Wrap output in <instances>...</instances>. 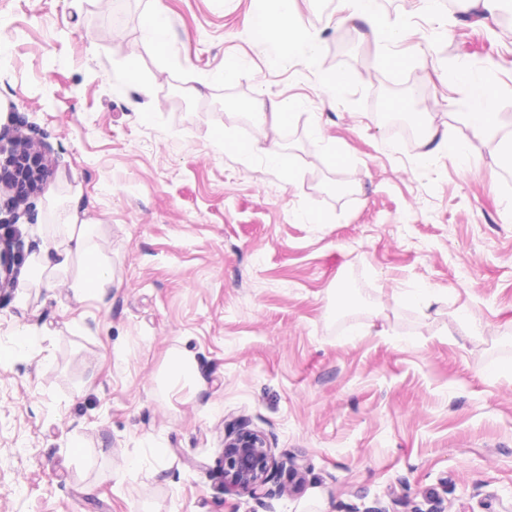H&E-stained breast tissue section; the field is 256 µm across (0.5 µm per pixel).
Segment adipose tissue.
<instances>
[{
  "label": "adipose tissue",
  "instance_id": "ef3b65f1",
  "mask_svg": "<svg viewBox=\"0 0 512 512\" xmlns=\"http://www.w3.org/2000/svg\"><path fill=\"white\" fill-rule=\"evenodd\" d=\"M253 39L273 44L283 60H291L301 49L309 47L307 23L295 8V0H262L250 20ZM478 99L476 111L464 113L463 125L473 138H486L499 133L496 119V97L482 83L472 87ZM293 102L274 103L271 111L255 108L250 112L254 122L268 128L264 138L240 145V153L263 156L274 168L285 167L287 157L278 134L293 119ZM66 245L56 248L54 255H43L33 263L39 283L53 287L62 275L72 274V287L81 296L99 299L112 285L107 267L93 246L94 226L81 219L77 209L63 217Z\"/></svg>",
  "mask_w": 512,
  "mask_h": 512
}]
</instances>
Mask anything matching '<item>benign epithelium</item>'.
Returning <instances> with one entry per match:
<instances>
[{
	"instance_id": "benign-epithelium-1",
	"label": "benign epithelium",
	"mask_w": 512,
	"mask_h": 512,
	"mask_svg": "<svg viewBox=\"0 0 512 512\" xmlns=\"http://www.w3.org/2000/svg\"><path fill=\"white\" fill-rule=\"evenodd\" d=\"M39 155L21 138L0 144V192L8 198L0 203V212H12L15 206L36 191V185L27 182L31 156ZM25 257L24 246L17 236L0 240V288H11L15 283L17 266ZM288 469L293 486L303 481L302 467L293 458L283 460L276 456L264 435L256 430L234 427L224 433L222 472L224 493L247 494L256 499L271 494L268 484L276 472Z\"/></svg>"
}]
</instances>
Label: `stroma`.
<instances>
[{
    "mask_svg": "<svg viewBox=\"0 0 512 512\" xmlns=\"http://www.w3.org/2000/svg\"><path fill=\"white\" fill-rule=\"evenodd\" d=\"M121 4L0 0V131L50 165L19 209L25 252L75 206L112 278L87 299L23 265L0 290V512H410L433 493L445 512H512V171L500 139H471L472 102L447 77L495 88L512 130V31L382 0L402 29L385 55L340 0H297L313 65L251 38L257 0ZM159 5L163 52L142 38ZM228 57L243 63L233 81ZM294 97L283 147L298 178L225 148L252 141L247 104ZM389 115L470 139L477 168L421 161ZM339 283L355 302L330 318ZM419 287L429 312L406 299ZM464 314L481 337L461 336ZM173 348L201 388L159 389ZM235 423L302 465V491L283 477L268 498L225 494Z\"/></svg>",
    "mask_w": 512,
    "mask_h": 512,
    "instance_id": "35a3bbf8",
    "label": "stroma"
}]
</instances>
